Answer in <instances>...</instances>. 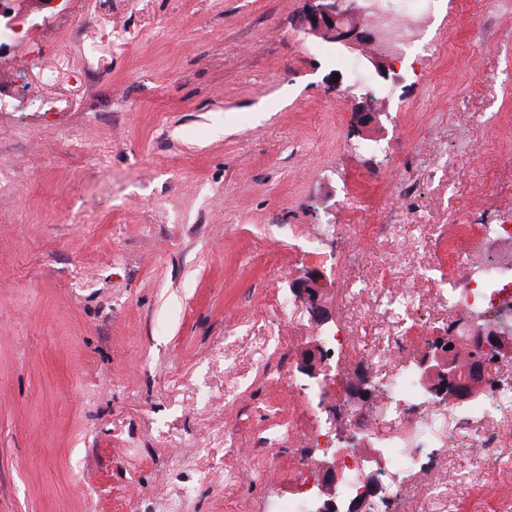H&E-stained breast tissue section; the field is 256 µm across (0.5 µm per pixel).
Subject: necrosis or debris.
Wrapping results in <instances>:
<instances>
[{
	"instance_id": "necrosis-or-debris-1",
	"label": "necrosis or debris",
	"mask_w": 512,
	"mask_h": 512,
	"mask_svg": "<svg viewBox=\"0 0 512 512\" xmlns=\"http://www.w3.org/2000/svg\"><path fill=\"white\" fill-rule=\"evenodd\" d=\"M376 2L371 21L382 30L386 46L400 56L431 52V44L421 38V15L432 0ZM489 244L494 247L492 255L477 272L465 273V287L436 290L449 311L461 317H512V224L482 225L471 249L477 252ZM327 343L356 358L371 389V410L353 414L354 435L349 440L338 442L322 421L301 435L310 447L337 449L336 461L345 475L336 490L338 498L394 500L453 483L456 473L448 465L443 443L451 432L457 433L461 447L478 449L490 463L500 456L502 433L512 425V378L505 376L499 363L490 365L484 397L438 407L409 362L403 337L383 336L375 350L349 335L330 336ZM364 441L373 444L385 461V474L375 490L365 488L360 478L364 459L359 445Z\"/></svg>"
}]
</instances>
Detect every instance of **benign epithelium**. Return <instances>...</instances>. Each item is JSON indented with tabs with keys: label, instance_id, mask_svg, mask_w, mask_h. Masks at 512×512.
<instances>
[{
	"label": "benign epithelium",
	"instance_id": "obj_1",
	"mask_svg": "<svg viewBox=\"0 0 512 512\" xmlns=\"http://www.w3.org/2000/svg\"><path fill=\"white\" fill-rule=\"evenodd\" d=\"M307 7L301 25L304 33L332 45L339 53H356L360 47L377 41L374 30L362 24L347 20L354 13L348 0H306ZM362 65L374 68L383 79L389 78L391 57L385 52L361 55ZM351 114L358 127L371 124L378 116L368 96L353 87L349 96ZM323 274L308 270L296 279L293 291L306 296L310 312H318L317 301ZM467 334L471 351L474 353L468 370L460 373L451 353L441 347L430 349L419 362L418 373L424 390L432 396L448 401H462L474 396L484 382L488 363L486 356L502 361L512 358V343L507 339L490 336L479 326L462 322L452 326L449 336L456 337L458 329ZM325 359V349L318 344L308 350L301 359L300 369L307 375L316 376L317 363ZM336 470L328 469L323 474L322 485L312 497L306 512H361V500L336 499Z\"/></svg>",
	"mask_w": 512,
	"mask_h": 512
}]
</instances>
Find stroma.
<instances>
[{
    "instance_id": "obj_1",
    "label": "stroma",
    "mask_w": 512,
    "mask_h": 512,
    "mask_svg": "<svg viewBox=\"0 0 512 512\" xmlns=\"http://www.w3.org/2000/svg\"><path fill=\"white\" fill-rule=\"evenodd\" d=\"M10 6L32 27L0 49V512H272L332 463L286 429L348 436L354 406L299 395L321 337L290 283L322 271L331 327L373 346L377 290L344 309L339 257L428 290L512 220V0H443L439 52L361 135L304 0ZM414 316L416 360L455 316ZM451 462L445 500L387 512H512V449L491 479Z\"/></svg>"
}]
</instances>
